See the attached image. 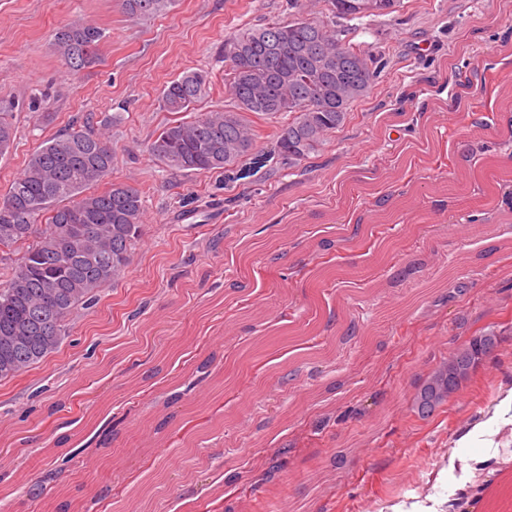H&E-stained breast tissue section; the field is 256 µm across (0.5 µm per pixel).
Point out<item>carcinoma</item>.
Listing matches in <instances>:
<instances>
[{"label": "carcinoma", "mask_w": 512, "mask_h": 512, "mask_svg": "<svg viewBox=\"0 0 512 512\" xmlns=\"http://www.w3.org/2000/svg\"><path fill=\"white\" fill-rule=\"evenodd\" d=\"M175 0H123L131 18L166 11ZM401 0H288V20L235 29L224 41V82L231 107L181 118L164 127L150 146L152 157L171 171L221 172L224 189L258 176L270 155L257 150L249 115L280 119L273 154L296 172L343 128L355 103L379 83L386 63L366 42H355L344 22L399 11ZM103 30L73 22L54 33V46L68 71L98 61ZM210 75L186 71L164 86L161 107L185 113L205 93ZM493 84L487 72H472L467 87L483 99L468 111H488ZM8 108L0 107V156L12 145ZM115 152L102 134L70 128L28 158L23 172L0 195V254L22 248L10 277L0 285V381L14 379L56 352L70 315L91 307L103 288L128 269L143 233L145 205L139 189L111 182L101 192L85 187L112 176ZM45 224L38 225V222ZM411 254L390 273L397 283L423 271ZM481 341L459 347L419 388V415L432 413L460 388L477 366Z\"/></svg>", "instance_id": "cac0c4a2"}]
</instances>
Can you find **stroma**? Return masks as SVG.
I'll list each match as a JSON object with an SVG mask.
<instances>
[{"mask_svg": "<svg viewBox=\"0 0 512 512\" xmlns=\"http://www.w3.org/2000/svg\"><path fill=\"white\" fill-rule=\"evenodd\" d=\"M288 17V0H176L136 21L122 0H0V102L15 127L0 193L43 142L85 126L108 135L113 180L145 200L124 278L72 317L57 352L0 382V497L13 498L12 512H101L104 485L122 491L124 512H208L219 494L233 512H410L429 501L441 512H512V408L493 430L474 429L512 387V179L498 184L479 238L463 232L467 212L434 192L457 182L455 166L436 160L457 142L478 166L512 153L508 113L483 129L458 114L439 122L460 76L490 65L497 82L512 83V0H406L397 13L356 20V41L391 65L307 160V175L273 170L228 192L223 174L166 170L149 153L175 119L160 105L164 86L209 71L194 109L225 108L226 36ZM75 20L106 37L97 63L71 74L53 33ZM403 87L418 89L423 114L388 125ZM385 195L404 207L383 224ZM359 215L371 236L352 235ZM385 238L394 247L381 260ZM325 240L334 262L371 268L370 279L299 275ZM273 250L283 258L271 265ZM412 252L427 261L421 276L390 284V264ZM244 265L250 285L237 292ZM352 321L360 336L339 343ZM490 330L497 351L432 415L415 414L419 383ZM262 336L261 360L239 366ZM64 399L70 408L50 415ZM114 416L121 423L104 456L97 432ZM464 428L474 434L459 448ZM281 448L277 482L227 487L244 462ZM340 450L345 459L334 462ZM46 463L68 473L53 497L38 509L16 500Z\"/></svg>", "mask_w": 512, "mask_h": 512, "instance_id": "1", "label": "stroma"}]
</instances>
